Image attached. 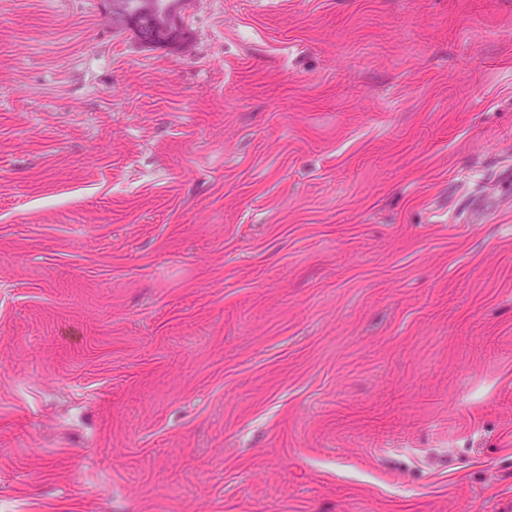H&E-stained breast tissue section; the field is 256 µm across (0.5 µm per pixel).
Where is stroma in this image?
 Masks as SVG:
<instances>
[{"label": "stroma", "mask_w": 512, "mask_h": 512, "mask_svg": "<svg viewBox=\"0 0 512 512\" xmlns=\"http://www.w3.org/2000/svg\"><path fill=\"white\" fill-rule=\"evenodd\" d=\"M0 0V512H512V0ZM155 13V0H140L138 10L127 15L119 10L117 3L114 2L112 7V21L116 24H123L126 27L136 30L140 32L142 36L164 47H184L186 49L188 35L176 14L172 13L168 16L156 14V22L148 23L146 18L150 14Z\"/></svg>", "instance_id": "obj_1"}]
</instances>
